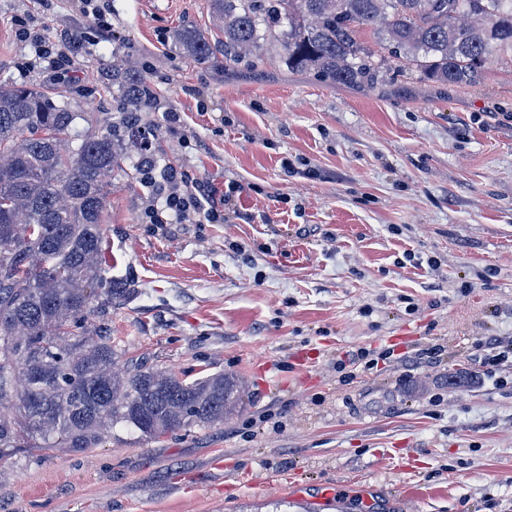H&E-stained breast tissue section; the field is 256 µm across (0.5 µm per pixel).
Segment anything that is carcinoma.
Returning <instances> with one entry per match:
<instances>
[{
	"label": "carcinoma",
	"mask_w": 512,
	"mask_h": 512,
	"mask_svg": "<svg viewBox=\"0 0 512 512\" xmlns=\"http://www.w3.org/2000/svg\"><path fill=\"white\" fill-rule=\"evenodd\" d=\"M224 38L188 25L184 58L203 64L267 62L264 45L291 71L329 84L372 88L382 66L359 39L373 28L399 67L427 83L469 86L493 56H512V0H209ZM125 124L83 134L86 119L23 83H0V460L39 443L78 453L115 430L159 439L223 423L240 408L242 381L221 372L192 381L123 358L112 308L136 289L108 276L104 212L112 171L138 146L154 158L137 112L155 92L112 68ZM86 323L73 336L70 327Z\"/></svg>",
	"instance_id": "obj_1"
}]
</instances>
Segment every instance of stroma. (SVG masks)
I'll return each instance as SVG.
<instances>
[{
    "instance_id": "1",
    "label": "stroma",
    "mask_w": 512,
    "mask_h": 512,
    "mask_svg": "<svg viewBox=\"0 0 512 512\" xmlns=\"http://www.w3.org/2000/svg\"><path fill=\"white\" fill-rule=\"evenodd\" d=\"M97 4L112 37L79 0H0V80L65 92L98 128L121 108L113 65L134 71L161 102L141 115L159 165L219 196L237 184L230 222L143 224L147 191L116 169L104 229L112 277L139 290L113 339L189 381L235 374L244 404L158 441L22 449L0 465V512H512V366L474 359L512 341V60L437 89L395 76L367 30L392 79L331 86L183 58L175 30L220 35L209 0ZM24 13L78 36L68 80L17 36ZM362 347L390 356L345 380Z\"/></svg>"
}]
</instances>
